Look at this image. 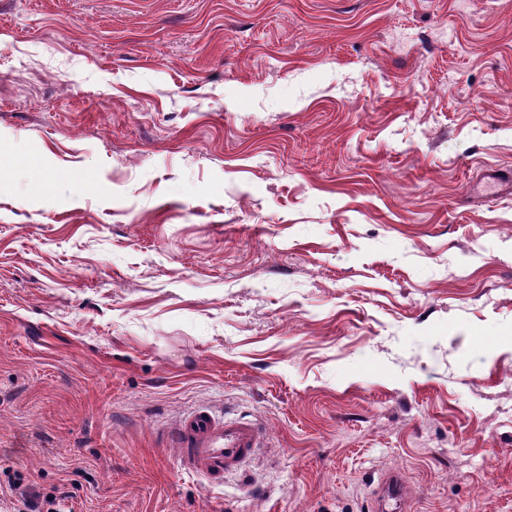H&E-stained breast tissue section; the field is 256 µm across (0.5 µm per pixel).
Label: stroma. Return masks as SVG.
Returning a JSON list of instances; mask_svg holds the SVG:
<instances>
[{"instance_id": "1", "label": "stroma", "mask_w": 512, "mask_h": 512, "mask_svg": "<svg viewBox=\"0 0 512 512\" xmlns=\"http://www.w3.org/2000/svg\"><path fill=\"white\" fill-rule=\"evenodd\" d=\"M491 169L512 0H0V512H512ZM180 461L212 477L240 470L261 447L260 426L250 420H228L209 408L180 419L173 436ZM391 502H394L398 512L406 509L407 487L398 472L386 474L373 499V511H384Z\"/></svg>"}]
</instances>
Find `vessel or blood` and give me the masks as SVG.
<instances>
[{"label": "vessel or blood", "mask_w": 512, "mask_h": 512, "mask_svg": "<svg viewBox=\"0 0 512 512\" xmlns=\"http://www.w3.org/2000/svg\"><path fill=\"white\" fill-rule=\"evenodd\" d=\"M180 461L187 467L218 477L240 470L260 448L262 431L250 420H229L207 408L180 419L173 436ZM407 487L398 472L386 474L373 499L375 512L388 505L405 506Z\"/></svg>", "instance_id": "vessel-or-blood-1"}]
</instances>
